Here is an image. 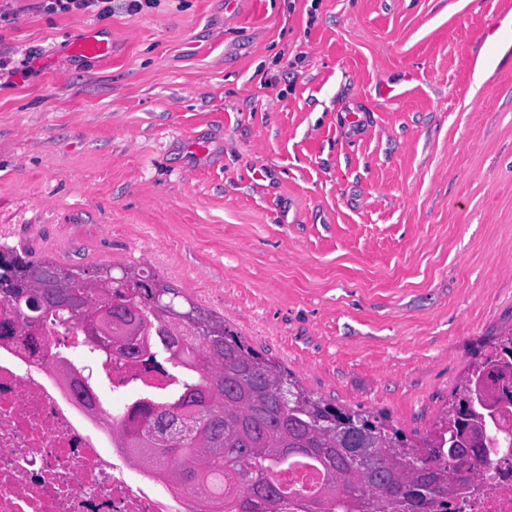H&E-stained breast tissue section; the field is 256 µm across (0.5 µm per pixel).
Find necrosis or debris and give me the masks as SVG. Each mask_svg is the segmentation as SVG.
<instances>
[{"instance_id": "necrosis-or-debris-1", "label": "necrosis or debris", "mask_w": 512, "mask_h": 512, "mask_svg": "<svg viewBox=\"0 0 512 512\" xmlns=\"http://www.w3.org/2000/svg\"><path fill=\"white\" fill-rule=\"evenodd\" d=\"M44 356L0 343V512H200L197 493L147 474L122 451L119 426L96 390L123 394L176 389L162 366L104 357L90 381L93 405L69 383L83 368V333L74 324L49 327ZM400 512H512V448L490 455L475 484L447 507L405 505Z\"/></svg>"}]
</instances>
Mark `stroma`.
Segmentation results:
<instances>
[{"mask_svg":"<svg viewBox=\"0 0 512 512\" xmlns=\"http://www.w3.org/2000/svg\"><path fill=\"white\" fill-rule=\"evenodd\" d=\"M0 0V243L145 264L324 404L432 436L512 333V0ZM112 56L82 61L89 30ZM397 100L381 85L407 72ZM43 11L50 15L91 14L100 20L108 19L118 7L127 13L138 14L155 8L160 0H39ZM115 2H119L115 4ZM40 58V53L36 49L29 51L28 55L18 63L13 58L2 57L0 54V78L6 75L7 78L17 74L28 75L34 70L33 63Z\"/></svg>","mask_w":512,"mask_h":512,"instance_id":"1","label":"stroma"}]
</instances>
